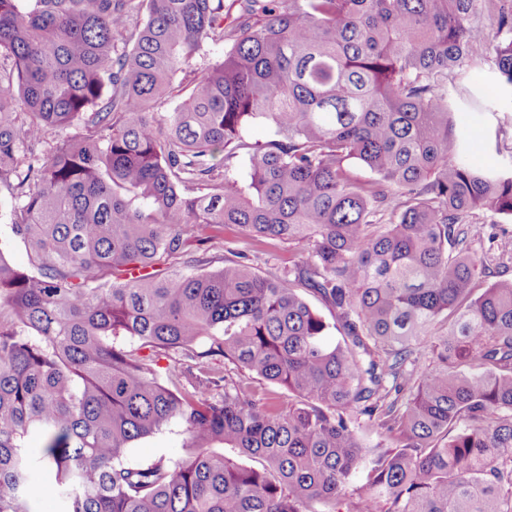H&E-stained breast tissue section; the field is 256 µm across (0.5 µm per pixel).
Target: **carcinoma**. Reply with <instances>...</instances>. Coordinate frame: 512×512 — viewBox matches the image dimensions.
<instances>
[{
  "mask_svg": "<svg viewBox=\"0 0 512 512\" xmlns=\"http://www.w3.org/2000/svg\"><path fill=\"white\" fill-rule=\"evenodd\" d=\"M477 46L512 87V0H0V512H512V278L473 296L466 222L512 219V168L448 105ZM226 226L303 254L209 269ZM12 190L8 183H0V240L7 242L4 251L7 260L14 266L26 268L28 266V254L23 243L12 239L8 211L11 204ZM186 435L180 423L143 439L130 448L127 460L134 464H146L160 457L177 459L183 455V442Z\"/></svg>",
  "mask_w": 512,
  "mask_h": 512,
  "instance_id": "cac0c4a2",
  "label": "carcinoma"
}]
</instances>
